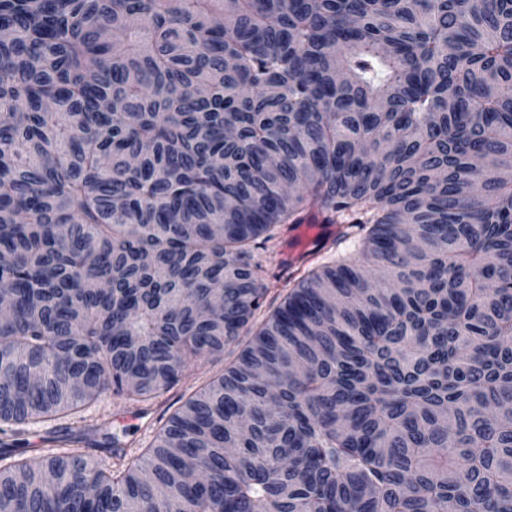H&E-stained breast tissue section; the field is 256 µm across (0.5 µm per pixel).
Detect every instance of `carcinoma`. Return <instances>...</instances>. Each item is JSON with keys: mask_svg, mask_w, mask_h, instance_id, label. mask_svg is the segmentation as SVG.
<instances>
[{"mask_svg": "<svg viewBox=\"0 0 512 512\" xmlns=\"http://www.w3.org/2000/svg\"><path fill=\"white\" fill-rule=\"evenodd\" d=\"M0 435L247 342L0 512H512V0H0ZM335 225L259 325L254 249Z\"/></svg>", "mask_w": 512, "mask_h": 512, "instance_id": "1", "label": "carcinoma"}]
</instances>
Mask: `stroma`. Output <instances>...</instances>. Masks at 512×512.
Masks as SVG:
<instances>
[{"instance_id": "stroma-1", "label": "stroma", "mask_w": 512, "mask_h": 512, "mask_svg": "<svg viewBox=\"0 0 512 512\" xmlns=\"http://www.w3.org/2000/svg\"><path fill=\"white\" fill-rule=\"evenodd\" d=\"M239 351V346L232 345L221 355L200 356L188 364L176 385L146 402L134 403L105 391L75 414L24 427L9 451L17 458L57 453L63 449L62 437L70 430L96 425L102 433L118 440L127 457H135L151 446L161 426L187 398L211 378L221 375Z\"/></svg>"}]
</instances>
